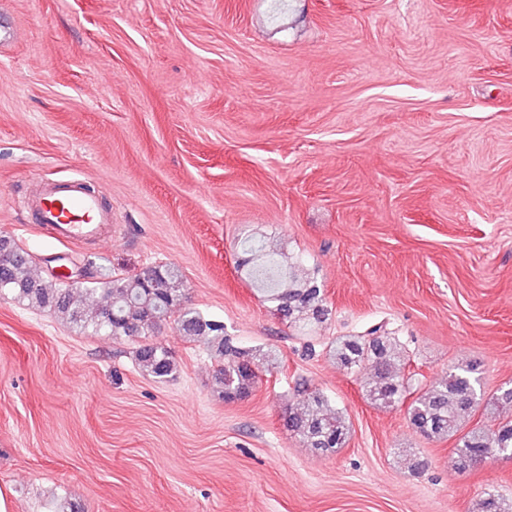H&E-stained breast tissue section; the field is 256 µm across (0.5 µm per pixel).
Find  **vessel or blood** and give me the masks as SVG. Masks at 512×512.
Returning a JSON list of instances; mask_svg holds the SVG:
<instances>
[{
  "instance_id": "1",
  "label": "vessel or blood",
  "mask_w": 512,
  "mask_h": 512,
  "mask_svg": "<svg viewBox=\"0 0 512 512\" xmlns=\"http://www.w3.org/2000/svg\"><path fill=\"white\" fill-rule=\"evenodd\" d=\"M36 227L50 229L56 241L111 243L112 210L78 179L47 180L27 201Z\"/></svg>"
}]
</instances>
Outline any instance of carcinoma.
<instances>
[{
    "instance_id": "carcinoma-1",
    "label": "carcinoma",
    "mask_w": 512,
    "mask_h": 512,
    "mask_svg": "<svg viewBox=\"0 0 512 512\" xmlns=\"http://www.w3.org/2000/svg\"><path fill=\"white\" fill-rule=\"evenodd\" d=\"M248 281L291 325L312 326L329 315L323 289L306 272L303 262L285 255L275 244L250 240ZM0 297L30 307L48 309L81 332L138 341V369L160 381L174 376L178 365L172 352L154 336L173 322L186 340L203 345L216 362L215 384L227 403L248 398L258 382L263 363L278 354L262 347L243 349L224 332V323L183 306L180 271L156 264L133 276H115L96 287H84L58 278H44L33 269L16 241L0 235ZM337 366L363 379L366 398L381 408L406 406L409 424L433 440L455 441L456 468L473 471L493 456H512V420L465 429V421L479 407L488 412L512 404V387L504 386L486 398L481 395L478 368L452 367L441 382L416 391L402 371L404 360L396 340L373 329L371 335L339 336L327 344ZM283 425L308 448L333 454L346 446L350 426L344 410L326 393L296 382L293 402L283 412ZM480 512H509V504L493 491L479 503Z\"/></svg>"
}]
</instances>
